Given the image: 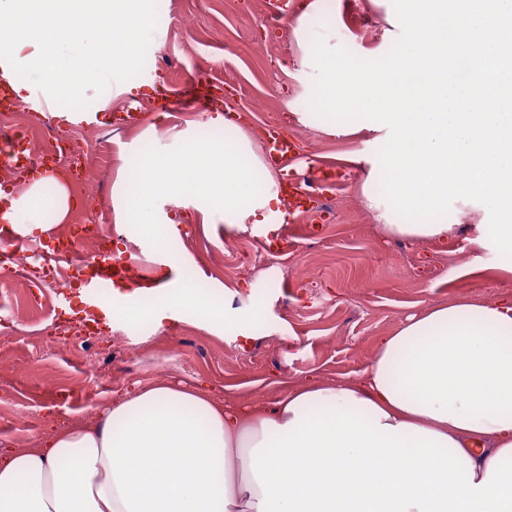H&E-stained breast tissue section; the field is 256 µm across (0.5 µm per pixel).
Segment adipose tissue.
Segmentation results:
<instances>
[{"label":"adipose tissue","instance_id":"obj_1","mask_svg":"<svg viewBox=\"0 0 512 512\" xmlns=\"http://www.w3.org/2000/svg\"><path fill=\"white\" fill-rule=\"evenodd\" d=\"M335 11L336 0H304L294 17L296 45L321 74L302 122L336 139L374 133L357 192L385 235L449 244L461 223L449 195L481 199L473 243L512 277V105L501 102L512 47L500 18L473 0H397L390 21L407 41L354 55L314 36ZM452 43L481 80L477 111H451L435 91ZM118 160L113 209L131 238L171 245L176 220L144 219L162 194L204 197L231 231L287 215L230 108L179 153L144 138ZM24 207L37 214L25 232L45 236L71 203L52 176L18 197L0 189L1 220ZM159 307L226 324L223 293L190 277L144 290L117 316L159 325ZM0 512H512V300L409 316L377 340L359 378L306 382L271 408L167 381L116 394L96 420L0 450Z\"/></svg>","mask_w":512,"mask_h":512}]
</instances>
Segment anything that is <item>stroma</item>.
I'll return each mask as SVG.
<instances>
[{
    "label": "stroma",
    "mask_w": 512,
    "mask_h": 512,
    "mask_svg": "<svg viewBox=\"0 0 512 512\" xmlns=\"http://www.w3.org/2000/svg\"><path fill=\"white\" fill-rule=\"evenodd\" d=\"M269 0H168L172 15H159L146 63L139 76L146 95L139 98L140 121L122 122L129 97L115 93L104 110L34 112L30 124L46 119L62 136L111 129L109 156L136 146L137 136H153L157 149L174 153L194 137L213 107L194 101L187 82L196 77L223 82L226 101L246 115L244 129L257 151H264L269 124L294 140L298 153L288 163L291 181L310 191L311 205L286 223L248 224L225 236L224 214L206 211L202 200L157 197L149 219L163 224L178 214L180 238L163 248L151 236L128 240L114 218L116 179L69 182L79 211L98 224L107 250L141 268L145 279L176 271L205 283L225 286L224 310L231 324L223 334L201 329L190 315L165 319L164 331L149 322L122 319L99 322L102 335L124 341L139 383L169 381L203 386L232 404L268 403L288 385L310 378L325 382L352 377L367 365L373 343L407 317L429 306L464 296L487 301L512 298V281L501 277L491 253H476L471 240L483 217L479 199L449 197L450 210L463 214L454 246L386 236L374 230L355 187L366 176L365 163L345 161L344 153L366 151L360 141L329 140L300 122L298 113L319 73L301 65L300 51L287 32L286 19L268 15ZM393 0H336V16L318 26L329 46L352 53L389 52L385 31ZM287 238L289 247L306 237L325 238L327 246L309 258L310 276L288 265L285 276L271 278L264 268L269 235ZM13 276H0V416L32 406L31 382L46 381L72 390L71 403L32 406L25 426L0 429V444L24 448L32 439L69 421L93 417L124 391L122 382L106 392L85 387L82 356L73 350L28 364L33 325L23 308V291ZM295 296V308L285 300ZM264 307L261 324H253L256 307ZM249 341H242V334Z\"/></svg>",
    "instance_id": "obj_1"
}]
</instances>
